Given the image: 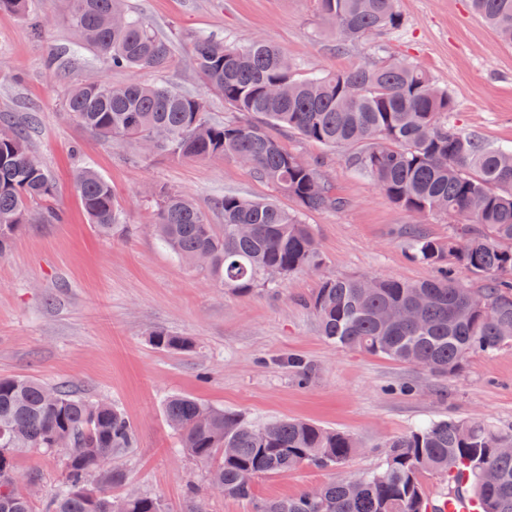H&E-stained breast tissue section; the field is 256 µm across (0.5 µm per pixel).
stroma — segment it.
I'll return each instance as SVG.
<instances>
[{"label": "stroma", "instance_id": "stroma-1", "mask_svg": "<svg viewBox=\"0 0 512 512\" xmlns=\"http://www.w3.org/2000/svg\"><path fill=\"white\" fill-rule=\"evenodd\" d=\"M174 46L162 71L119 70L77 45L70 0H33L41 29L0 12V117L30 125V148L53 175L60 224H26L0 256V377L28 376L106 399L133 424L137 443L116 461L120 496L135 490L187 512L186 487L207 485V470L185 455L164 403L185 394L262 424L304 419L356 438L343 466L299 467L256 480L264 498L295 495L350 480L381 466L383 443L435 419L482 420L512 427V347L476 354L452 376L344 349L325 339L308 305L323 278L378 276L419 281L433 267L410 258L408 232L419 223L438 239L454 223L417 217L395 205L346 162L347 149L327 148L293 131L277 132L283 148L321 161V174L341 205L300 211L298 203L233 158L198 160L147 153L130 141L89 133L65 108L69 89L103 80L164 83L203 96L210 120L233 115L223 96L205 90L193 43L213 35L227 45L264 38L283 50L298 76L407 58L448 88L452 125L498 146L512 145V46L501 42L469 0H397L400 27L337 48L314 0H125ZM57 56L59 70L47 67ZM89 166L116 191L123 221L111 233L89 224L73 177ZM162 187L189 196L211 223L224 215V194L272 199L301 212L317 238L323 265L278 287L246 295L225 291L207 272L185 265L149 230L157 220L148 192ZM184 336L192 350L154 348L155 331ZM302 366H294L293 358ZM18 487L34 504L54 494L60 457L18 453Z\"/></svg>", "mask_w": 512, "mask_h": 512}]
</instances>
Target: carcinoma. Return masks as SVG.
I'll list each match as a JSON object with an SVG mask.
<instances>
[{
	"instance_id": "obj_1",
	"label": "carcinoma",
	"mask_w": 512,
	"mask_h": 512,
	"mask_svg": "<svg viewBox=\"0 0 512 512\" xmlns=\"http://www.w3.org/2000/svg\"><path fill=\"white\" fill-rule=\"evenodd\" d=\"M336 44L401 25L396 0H315ZM478 16L512 44V0H473ZM0 11L31 16V0H0ZM69 23L78 43L116 68H165L171 43L124 0H71ZM207 88L224 95L237 116L211 121L201 96L167 84L112 85L89 81L73 88L69 112L102 139L151 140L154 152L186 158L248 157L254 174L288 194L303 210L334 208L313 162H299L272 130H293L326 147L356 149L349 165L367 174L399 207L413 215L465 218L446 240L416 226L413 259L437 269L427 280L327 277L310 300L322 336L336 345L454 375L469 356L512 345V146L492 147L448 123L454 102L418 64L393 58L376 66L299 78L287 56L267 40L228 47L210 38L194 46ZM83 210L101 232L122 222L112 185L90 167L75 175ZM54 179L28 149V131L0 124V255L24 224H58L49 201ZM152 232L180 259L205 257L211 280L236 294L300 271H317L322 254L300 214L270 199L226 194L218 203L224 223L212 224L188 196L155 193ZM462 269L484 278L475 291L457 278ZM415 308L418 321L390 312ZM158 348L189 350L192 341L155 331ZM180 447L211 466L208 486L230 499L254 501V512H433L423 484L427 474H469L479 512H512V429L453 418L387 440L378 470L331 482L292 497L260 499L258 477L283 475L302 465L333 470L358 448L354 437L314 423L278 419L254 425L241 415L174 395L164 407ZM136 445L129 419L111 403L92 401L29 377L0 378V505L33 512L17 487L14 456L25 448L63 454V478L42 512H167L160 499L112 497L123 481L117 468L101 473L96 460H116ZM496 480H484L486 469Z\"/></svg>"
}]
</instances>
